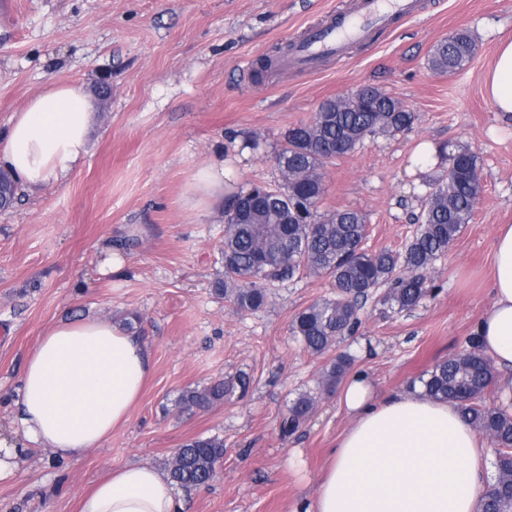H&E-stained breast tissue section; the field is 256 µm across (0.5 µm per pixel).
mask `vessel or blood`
<instances>
[{"instance_id": "1", "label": "vessel or blood", "mask_w": 512, "mask_h": 512, "mask_svg": "<svg viewBox=\"0 0 512 512\" xmlns=\"http://www.w3.org/2000/svg\"><path fill=\"white\" fill-rule=\"evenodd\" d=\"M418 11V0H359L354 13L329 20L293 40L286 60L307 70L316 69L322 58L343 56L349 42L367 39L373 30L391 28L397 19L412 17Z\"/></svg>"}]
</instances>
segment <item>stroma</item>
Here are the masks:
<instances>
[{"mask_svg":"<svg viewBox=\"0 0 512 512\" xmlns=\"http://www.w3.org/2000/svg\"><path fill=\"white\" fill-rule=\"evenodd\" d=\"M358 0H0V127L49 83L75 82L98 101L90 153L60 183L21 191L0 211V438L21 439L16 388L40 337L63 320L140 318L153 371L126 425L102 447L61 459L21 449L0 479V512H79L81 498L112 469L165 468L186 441L216 436L224 457L210 485L181 491L183 512H290L309 495L350 418L318 393L339 355L379 393L402 388L460 352L490 303L488 277L499 225L512 224V122L484 89L498 42L512 36V0H427L408 21L350 44L317 70L284 67L290 40ZM471 31L478 50L453 74L433 72V45ZM372 84L416 114L392 138H369L324 169L325 212L351 209L367 222L370 250L402 249L427 185L423 141L456 142L480 157L475 216L431 272L414 310L368 301L362 324L322 355L290 331L294 315L330 294L310 275L274 289L267 305L238 310L216 294L223 278L224 209L185 210V186L216 153L232 186L277 184L274 155L291 125L322 101ZM121 253L123 276L99 272ZM249 377L245 395L185 412L184 390ZM317 392L313 414L291 435L280 421L296 396Z\"/></svg>","mask_w":512,"mask_h":512,"instance_id":"1","label":"stroma"}]
</instances>
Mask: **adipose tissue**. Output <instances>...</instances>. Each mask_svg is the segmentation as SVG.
<instances>
[{
	"instance_id": "1",
	"label": "adipose tissue",
	"mask_w": 512,
	"mask_h": 512,
	"mask_svg": "<svg viewBox=\"0 0 512 512\" xmlns=\"http://www.w3.org/2000/svg\"><path fill=\"white\" fill-rule=\"evenodd\" d=\"M486 88L512 115V37L502 39ZM95 106L84 86L53 82L0 131V168L30 191L61 182L89 152ZM229 192L223 156L198 168L183 204L204 211ZM491 304L476 321L480 349L512 370V225L493 242ZM152 373L146 341L119 324L67 320L50 328L20 379L24 441L76 458L124 426ZM351 426L329 452L317 488L292 512H481L492 481L485 441L457 404L403 387L377 393L355 373L339 394ZM80 512H183L173 483L150 466L125 465L84 495Z\"/></svg>"
}]
</instances>
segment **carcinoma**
I'll return each instance as SVG.
<instances>
[{
    "instance_id": "1",
    "label": "carcinoma",
    "mask_w": 512,
    "mask_h": 512,
    "mask_svg": "<svg viewBox=\"0 0 512 512\" xmlns=\"http://www.w3.org/2000/svg\"><path fill=\"white\" fill-rule=\"evenodd\" d=\"M476 41L458 32L440 41L429 58L430 68L454 73L473 59ZM416 115L404 112L388 92L365 85L320 104L308 122L288 128L274 156L282 183L276 188L250 185L232 193L224 209V279L216 290L242 311L265 306L271 291L305 275L326 276L333 295L302 309L291 323L305 348L323 354L360 325V309L368 299L393 310L414 309L428 293L427 273L473 219L483 193L479 156L467 145L442 144L439 156L445 175L428 184L424 206L415 215L417 228L403 250L370 251L364 247L366 217L356 210L320 211L325 193L322 170L327 163L354 151L368 137H394L409 129ZM18 186L0 170V208L14 200ZM351 366L338 356L326 369L322 385L336 388ZM496 379L492 362L476 337L467 348L410 381L425 395L455 402L464 418L487 436L494 447L495 477L483 512H512V414L485 402ZM222 379L184 391L182 410L207 409L236 388ZM316 399L301 394L292 400L280 429L298 430L313 412ZM179 461L167 466L169 479L183 487L207 484L224 455V440L195 438L178 449Z\"/></svg>"
}]
</instances>
